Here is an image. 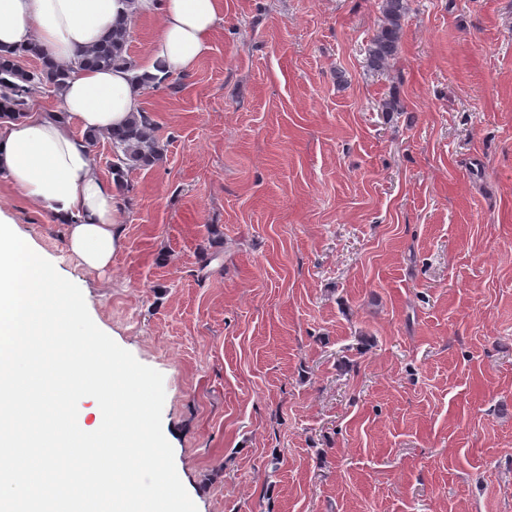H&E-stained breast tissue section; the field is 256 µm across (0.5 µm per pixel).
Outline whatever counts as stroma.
I'll return each mask as SVG.
<instances>
[{
    "mask_svg": "<svg viewBox=\"0 0 512 512\" xmlns=\"http://www.w3.org/2000/svg\"><path fill=\"white\" fill-rule=\"evenodd\" d=\"M224 0L145 90L166 145L91 271L0 218L164 376L198 512H512V0ZM386 24L370 42L368 60L374 68H383L396 56L401 38V21L408 10V0H382Z\"/></svg>",
    "mask_w": 512,
    "mask_h": 512,
    "instance_id": "35a3bbf8",
    "label": "stroma"
}]
</instances>
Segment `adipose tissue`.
<instances>
[{
  "mask_svg": "<svg viewBox=\"0 0 512 512\" xmlns=\"http://www.w3.org/2000/svg\"><path fill=\"white\" fill-rule=\"evenodd\" d=\"M154 8L161 25L146 74L191 69L209 48L224 0H0V50L35 42L47 62L71 67L60 111L0 127V175L63 224L69 251L92 270L110 266L120 248L122 198L116 182L100 175L81 134L124 126L141 109L142 91L126 70L79 67L75 60L117 20Z\"/></svg>",
  "mask_w": 512,
  "mask_h": 512,
  "instance_id": "ef3b65f1",
  "label": "adipose tissue"
}]
</instances>
